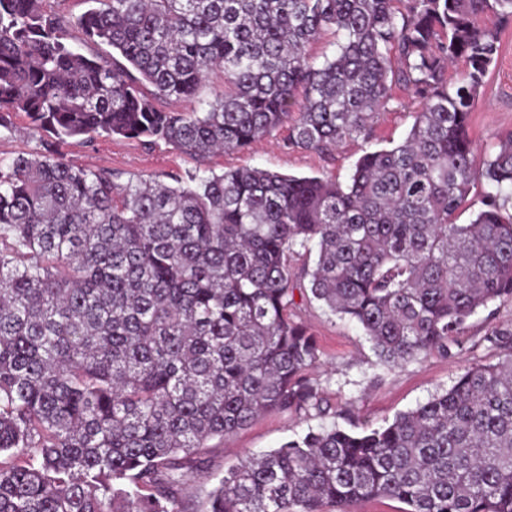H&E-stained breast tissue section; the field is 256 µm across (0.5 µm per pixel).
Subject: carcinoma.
I'll return each instance as SVG.
<instances>
[{
    "instance_id": "obj_1",
    "label": "carcinoma",
    "mask_w": 512,
    "mask_h": 512,
    "mask_svg": "<svg viewBox=\"0 0 512 512\" xmlns=\"http://www.w3.org/2000/svg\"><path fill=\"white\" fill-rule=\"evenodd\" d=\"M86 2L65 18L0 0V125L22 112L44 138L0 156V512H186L210 440L268 413H329L317 340L294 319L298 274L391 367L448 353L479 309L512 300V133L480 165L468 133L499 49L478 19L512 18V0ZM215 70L224 96L152 102L194 99ZM396 86L416 103L407 136L344 183L241 167L117 184L49 143L144 138L206 158L286 124L288 146L330 154ZM481 179V207L456 223ZM485 340L497 362L385 427L246 455L202 512L378 498L512 512V324Z\"/></svg>"
}]
</instances>
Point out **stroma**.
Listing matches in <instances>:
<instances>
[{
    "mask_svg": "<svg viewBox=\"0 0 512 512\" xmlns=\"http://www.w3.org/2000/svg\"><path fill=\"white\" fill-rule=\"evenodd\" d=\"M480 25L500 26V47L470 116L469 134L478 159L497 150L500 134L512 130V21L500 23L494 15L480 18ZM410 94L394 89L372 124L370 137L346 139L330 155L289 147L287 127H279L245 152L219 153L208 159L182 152L164 142L115 139L98 136L81 142L70 139L54 143L57 154L77 167L111 173L124 184L139 176L163 182L211 169L222 172L257 167L293 176H332L346 181L355 161L365 152L388 149L400 143L413 123ZM298 321L308 325L319 346L320 365L313 374L331 404L342 408L338 419L320 416L270 413L236 433L210 440L201 454L208 466L195 473L186 487L189 506L198 512L204 496L218 477L237 466L245 454L268 451L296 436L331 423L359 431L391 423L402 412L415 409L433 396L451 388L464 369L497 361L499 352L485 341L493 324L512 323V302L498 301L478 310L467 322L465 333L448 355L432 354L383 369L362 328L332 315L321 303L301 301Z\"/></svg>",
    "mask_w": 512,
    "mask_h": 512,
    "instance_id": "35a3bbf8",
    "label": "stroma"
}]
</instances>
